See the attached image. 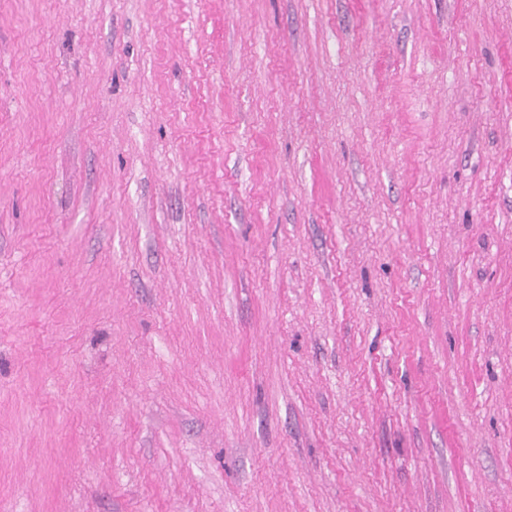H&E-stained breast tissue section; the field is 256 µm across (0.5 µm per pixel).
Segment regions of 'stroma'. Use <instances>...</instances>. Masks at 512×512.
Instances as JSON below:
<instances>
[{"label":"stroma","instance_id":"stroma-1","mask_svg":"<svg viewBox=\"0 0 512 512\" xmlns=\"http://www.w3.org/2000/svg\"><path fill=\"white\" fill-rule=\"evenodd\" d=\"M0 512H512V0H0Z\"/></svg>","mask_w":512,"mask_h":512}]
</instances>
